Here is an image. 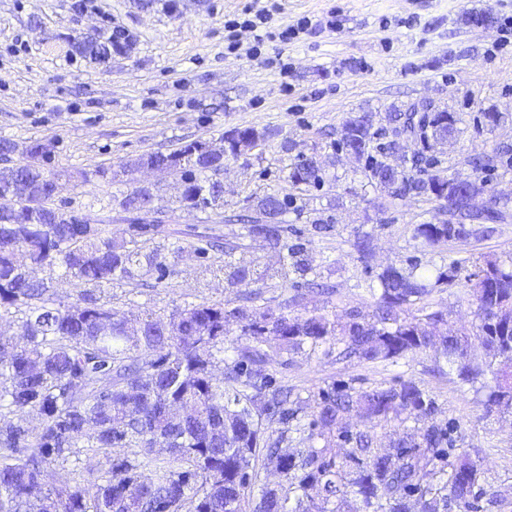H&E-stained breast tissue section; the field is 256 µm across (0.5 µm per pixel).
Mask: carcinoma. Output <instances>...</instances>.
<instances>
[{
	"mask_svg": "<svg viewBox=\"0 0 512 512\" xmlns=\"http://www.w3.org/2000/svg\"><path fill=\"white\" fill-rule=\"evenodd\" d=\"M78 52L103 62L111 47L97 38H77ZM342 129L366 161L365 171L391 195L446 199L448 221L420 224L416 236L429 245L460 240L469 225L502 221L496 209L479 214L470 208L473 183L425 171L423 158L412 166L425 176L397 175L388 158L395 141L369 152L374 139L369 115H355ZM264 134L235 129L215 148L193 141L180 149L151 153L157 163L183 167L178 203L189 212L224 209V184L217 179L224 162L254 146ZM0 168V189L21 182L32 191L20 199L12 224L0 223V319L20 322L24 344L0 336V512H242L246 492L256 478L259 456L276 465L284 484L266 491L253 512H309L310 491L330 512H473L486 493L482 457L462 455L450 463L453 439L448 427L432 418L434 401L412 381L388 388L356 390L333 386L314 398L315 419L308 439L319 448L284 454L278 445L260 448L258 406L271 422L288 431L299 427L297 401L280 387H270L264 346L276 342L287 352H316L322 346L342 359L393 360L441 344L436 371L444 369L475 388L486 414L512 413V264L496 266L471 334L448 328L431 310L435 286L457 277L451 263L435 273L413 267L404 274L390 268L369 286L375 297L370 316L353 309L348 321L336 313L316 311L307 317L288 312L290 303L260 304L250 287L269 278L306 277L313 265L302 244H288L281 216L288 202L275 193L258 199V216L247 220V234L263 236L270 247L287 251L290 261L272 271L232 262L234 248L224 249L220 270L229 285L247 288L245 303H190L170 320L145 309L133 320L119 317L102 290L115 281L133 289L161 283L173 275L168 256L152 247L157 230L137 224L128 206L136 189L118 205L123 227L112 229V215H87L88 223L57 219L56 185L62 173L34 159ZM288 178L296 184L321 182L319 163L295 157ZM72 279L80 288L73 302L57 298L51 286L28 276L32 268ZM252 344L234 350L224 376V340L233 329ZM39 416L34 431L28 416ZM354 413L368 424L351 430ZM415 427L405 428L408 421ZM396 423L404 430L392 447L376 448L369 429ZM351 445L343 457L330 455L328 434ZM114 448H132L112 455ZM165 448L169 457L155 449ZM102 452L107 468L85 484L60 477L45 484L52 466H64L82 450ZM150 475L143 476L144 470Z\"/></svg>",
	"mask_w": 512,
	"mask_h": 512,
	"instance_id": "obj_1",
	"label": "carcinoma"
}]
</instances>
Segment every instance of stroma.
<instances>
[{
    "label": "stroma",
    "instance_id": "stroma-1",
    "mask_svg": "<svg viewBox=\"0 0 512 512\" xmlns=\"http://www.w3.org/2000/svg\"><path fill=\"white\" fill-rule=\"evenodd\" d=\"M246 2L0 0V140L14 144L12 162L27 161L31 145L44 146L48 167L64 174L58 199L94 214L111 197L151 185L167 218L156 246L183 247L172 254L174 275L168 280L138 293L113 284V309L130 319L146 308L166 318L191 302L237 298L223 273L207 271L196 250L216 240L235 247L236 258L277 265V252L247 237L241 221L252 214L257 197L275 192L296 198L297 209L283 217L287 240L308 247L319 280L335 293H298L273 279L262 287L264 301L275 305L295 295L293 314L325 307L343 322L351 310L372 312L368 286L384 270H434L455 262L457 277L436 287L430 303L450 326L472 328L469 274L488 258L512 260V157L497 152L512 145V37L501 30L504 16L512 15V0H279L274 28L330 12L338 23L285 46L269 44L266 54L280 51L288 59L284 74L225 51L224 20ZM485 12L490 25L473 23V16ZM113 24L129 31L132 49L103 63L75 51L80 32L94 31L105 42ZM425 102L457 122L447 136L408 143L407 153H424L445 174L472 178L480 188L475 205L493 196L509 213L503 223L473 225L466 240L439 246L415 233L418 225L439 221L437 201L393 197L338 145L348 117L371 113L386 142L387 113ZM488 112L496 113V124L485 121ZM245 127L267 138L225 166L223 220L180 209L178 172L118 170L142 154L216 142L224 132ZM300 152L321 162V185L303 188L289 181L293 156ZM476 154L492 156V165L472 171L466 158ZM103 167L117 169V177H97ZM360 235L371 241L365 262L351 246ZM267 354L276 384L292 389L303 410L297 431L260 420L262 444L308 447L312 397L321 388L344 383L370 389L411 380L434 399L436 420L453 426L455 454L483 449L491 496L479 500L477 512H512V416L485 415L470 386L433 374L437 349L377 362L288 354L273 346Z\"/></svg>",
    "mask_w": 512,
    "mask_h": 512
}]
</instances>
